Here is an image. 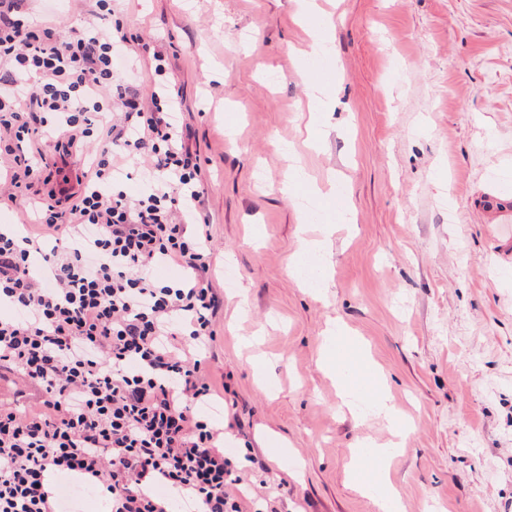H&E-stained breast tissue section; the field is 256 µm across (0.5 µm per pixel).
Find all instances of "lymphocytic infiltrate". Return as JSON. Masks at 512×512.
<instances>
[{
    "mask_svg": "<svg viewBox=\"0 0 512 512\" xmlns=\"http://www.w3.org/2000/svg\"><path fill=\"white\" fill-rule=\"evenodd\" d=\"M0 0V162L12 190L44 169L23 145L101 149L69 206L34 201L37 232L0 225V369L45 394L38 410L0 406V512H61L50 475L106 487L111 512H253L229 494L238 465L200 415L214 388L204 349L218 298L212 235L197 206L200 166L171 112L145 111L136 67L117 72L123 38L95 18L60 36ZM149 156L135 196L117 174ZM54 237L43 250L40 239ZM187 276L169 285L153 267ZM164 485L168 496L154 492Z\"/></svg>",
    "mask_w": 512,
    "mask_h": 512,
    "instance_id": "f902f5d3",
    "label": "lymphocytic infiltrate"
}]
</instances>
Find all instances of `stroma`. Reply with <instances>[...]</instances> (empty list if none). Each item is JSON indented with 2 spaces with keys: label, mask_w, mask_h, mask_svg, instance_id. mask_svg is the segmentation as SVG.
<instances>
[{
  "label": "stroma",
  "mask_w": 512,
  "mask_h": 512,
  "mask_svg": "<svg viewBox=\"0 0 512 512\" xmlns=\"http://www.w3.org/2000/svg\"><path fill=\"white\" fill-rule=\"evenodd\" d=\"M338 76L307 132L308 27L295 0H121L144 96L160 50L201 168L221 303L203 414L264 438L279 512H377L352 448L386 421L353 415L320 367L360 343L408 418L391 478L404 512H512V0H318ZM94 0H22L69 32ZM55 175L0 206L27 221ZM290 192H282L285 179ZM334 182L330 198L313 185ZM335 225L325 235V225ZM325 248L303 256L306 238ZM307 259L308 272H293Z\"/></svg>",
  "instance_id": "1"
}]
</instances>
